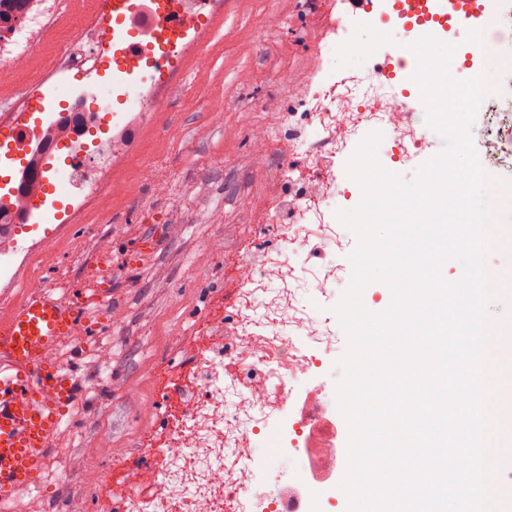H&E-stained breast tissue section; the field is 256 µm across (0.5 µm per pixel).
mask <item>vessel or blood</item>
I'll return each instance as SVG.
<instances>
[{
  "mask_svg": "<svg viewBox=\"0 0 512 512\" xmlns=\"http://www.w3.org/2000/svg\"><path fill=\"white\" fill-rule=\"evenodd\" d=\"M481 0H401L406 21L394 25L389 38L404 45L413 22L447 23L478 12ZM147 0H114L107 20L118 52L139 43L130 26ZM156 86L152 69L134 76L116 71L113 86L96 88L98 109L112 121L123 112H141L147 93ZM91 294L61 292L53 283L26 290L24 297L0 314V505L7 506L19 490L35 486L47 468L51 442L68 407L79 400L83 386L74 372L55 361L58 348L77 333L94 334L97 313L109 306L112 260L99 259Z\"/></svg>",
  "mask_w": 512,
  "mask_h": 512,
  "instance_id": "b4317fda",
  "label": "vessel or blood"
}]
</instances>
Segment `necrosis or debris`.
Here are the masks:
<instances>
[{
	"mask_svg": "<svg viewBox=\"0 0 512 512\" xmlns=\"http://www.w3.org/2000/svg\"><path fill=\"white\" fill-rule=\"evenodd\" d=\"M218 0H173L150 11L139 27L151 40L149 63L156 72L169 67L171 52L181 44L176 25L185 18L213 13ZM480 15L464 24L478 41L464 61H452V74L475 77L488 73L492 85L482 100L471 136L479 163L492 179L512 169V13L502 0H483ZM112 0H0L8 24L0 26V63L27 62L34 51L56 43L27 82L40 85L46 67L83 70L112 55L105 16ZM393 0H376L371 17L361 21L340 18L330 44L331 67L301 72L292 81V99L308 118L302 131L285 129L290 143L282 175L300 193L273 201L268 223L281 238L293 240L288 257L292 268L317 266L315 300L309 313L294 311L292 289H283L268 304L265 323L248 319L216 325L191 366L193 382L184 396L186 424L170 426L163 442L152 449L162 468L186 462L184 481L169 486L166 504L176 512H327L343 492L337 487L346 470V451L336 440V390L326 379L332 370L328 355L333 345L325 330L322 310L331 308L336 293V247L330 238L338 210L357 207L360 185L346 169L362 140L381 132L377 160L386 170L401 173L415 154L424 151L435 131L427 122L408 128L383 121V113L423 111L420 89L412 76L417 59L410 43L422 36L415 28L408 47L394 49L388 31L395 24ZM368 39L354 41V31ZM99 119L84 102L74 101L59 111L54 122L37 130L35 139L11 137L14 152L23 154L35 177L0 222L19 223L44 194L43 170L59 146L79 147L85 128ZM328 144L332 155L315 150ZM487 270L502 293L499 325H512V246L493 248ZM237 399L235 412L225 411L224 395ZM234 445L236 460L226 471L215 468L209 449ZM279 469L285 476L259 485L257 475Z\"/></svg>",
	"mask_w": 512,
	"mask_h": 512,
	"instance_id": "obj_1",
	"label": "necrosis or debris"
}]
</instances>
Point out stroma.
I'll return each instance as SVG.
<instances>
[{
  "label": "stroma",
  "mask_w": 512,
  "mask_h": 512,
  "mask_svg": "<svg viewBox=\"0 0 512 512\" xmlns=\"http://www.w3.org/2000/svg\"><path fill=\"white\" fill-rule=\"evenodd\" d=\"M343 0H224L205 41L183 52L164 111H144L130 150L112 165V190L81 189L35 212L33 241L58 229L49 251L19 254L23 285L54 278L80 289L100 252L112 256L107 328L77 367L83 396L59 432L45 484L20 490L13 512H112L137 472L156 490L144 437L166 432L185 364L209 322L234 312L238 269L260 266L282 244L267 228L271 201L287 194V143L274 131L289 106L282 73L321 68L331 12ZM223 118H216V111ZM155 405L152 414L140 405Z\"/></svg>",
  "instance_id": "35a3bbf8"
}]
</instances>
